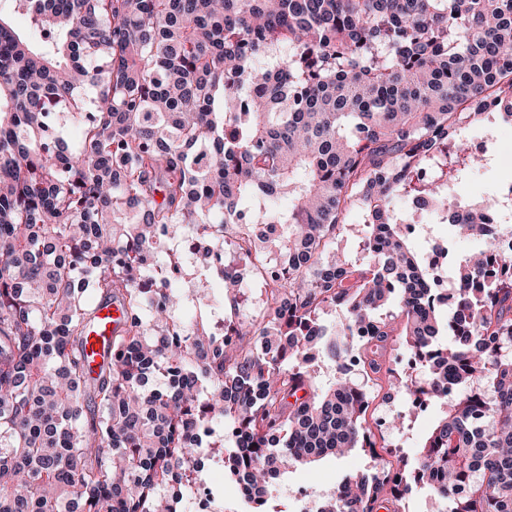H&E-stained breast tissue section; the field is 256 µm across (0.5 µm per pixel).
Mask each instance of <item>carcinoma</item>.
<instances>
[{
	"label": "carcinoma",
	"instance_id": "cac0c4a2",
	"mask_svg": "<svg viewBox=\"0 0 512 512\" xmlns=\"http://www.w3.org/2000/svg\"><path fill=\"white\" fill-rule=\"evenodd\" d=\"M26 12L28 33L10 19ZM512 120V0H13L0 12V512H179L196 456L247 502L290 466L375 448L364 386L392 376L437 409L393 480L354 473L334 512L420 488L447 512H512V229L494 198L448 182L473 113ZM79 137L66 143L68 123ZM288 196L282 209L278 200ZM443 218L455 301L395 207ZM360 205L356 256L329 258ZM252 224L279 232L257 238ZM190 227L233 261L224 335L182 320L193 298L169 242ZM265 281L239 312L243 271ZM119 303L112 358L89 370V296ZM347 320L330 329L328 308ZM454 344L441 346L443 333ZM400 335L421 379L393 375ZM336 366L319 385L302 363ZM161 376L166 387L148 388ZM243 286L246 301L243 307H241V312L253 317L261 315L264 309V297L261 295L262 288L249 281V273L246 275L245 284Z\"/></svg>",
	"mask_w": 512,
	"mask_h": 512
}]
</instances>
